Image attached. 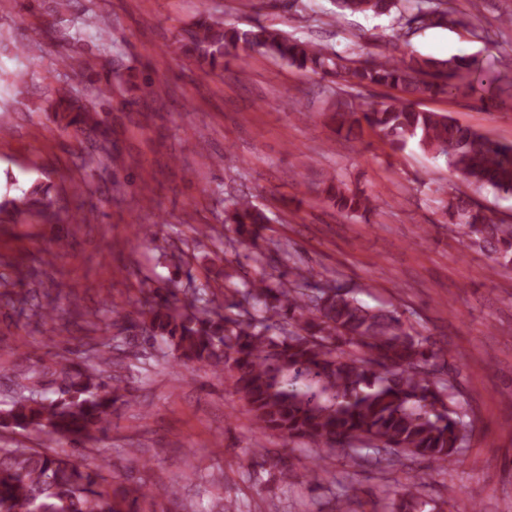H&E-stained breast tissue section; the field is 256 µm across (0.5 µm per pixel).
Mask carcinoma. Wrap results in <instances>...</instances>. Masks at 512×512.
Listing matches in <instances>:
<instances>
[{"label": "carcinoma", "mask_w": 512, "mask_h": 512, "mask_svg": "<svg viewBox=\"0 0 512 512\" xmlns=\"http://www.w3.org/2000/svg\"><path fill=\"white\" fill-rule=\"evenodd\" d=\"M336 15L408 14L407 24L423 27L467 26L448 8V0H334ZM180 54L205 74H223L240 49H252L299 69L331 76L343 85L380 86L413 96L436 95L470 87L468 63L415 58L409 64L392 56L365 60L330 53L321 45L257 26L225 27L201 14L175 36ZM57 63L77 78L95 65L84 54L64 53ZM133 68L105 78L89 79L83 89H55L50 112L63 130L85 136L86 160L112 152L100 142L108 128L100 118L103 102L133 90L145 97L149 80L139 84ZM338 127L377 133L394 149L413 142L420 149L447 157L463 183L476 191L512 193V143L492 141L450 116L390 102L337 103ZM322 192L338 211L364 216L375 208L372 197L329 178ZM448 223L486 251L497 266L512 265V224L494 217L472 197L450 186ZM94 208L59 204L50 186L33 182L22 195L0 197V224H89ZM236 234L257 243L269 222L266 212L247 199L232 203L227 216ZM30 274L22 262L0 274V288H14ZM311 271L293 266L278 277L253 278L228 291L214 292L157 286L139 302L131 326L146 347L164 346L179 366L191 365L222 376L251 414L254 432L278 437L289 446L302 441L315 448L304 477L316 478L326 455L337 448H367L376 463L392 464L403 457L424 459L439 467L454 464L469 439L468 411L441 377L445 351L421 335L395 307L372 308L354 291L332 280L308 293ZM116 346L97 349L79 363L60 356L46 367L36 360L13 373L15 397L0 411V428L43 433L61 445L78 447L107 435L112 415L134 403L116 374ZM253 466L279 469L281 481L297 477L288 461L268 448L253 449ZM100 468L91 469L65 450L0 447V512H139L146 499L180 498L178 488L153 489L120 482L105 486ZM428 502L406 491L391 512H425Z\"/></svg>", "instance_id": "1"}]
</instances>
